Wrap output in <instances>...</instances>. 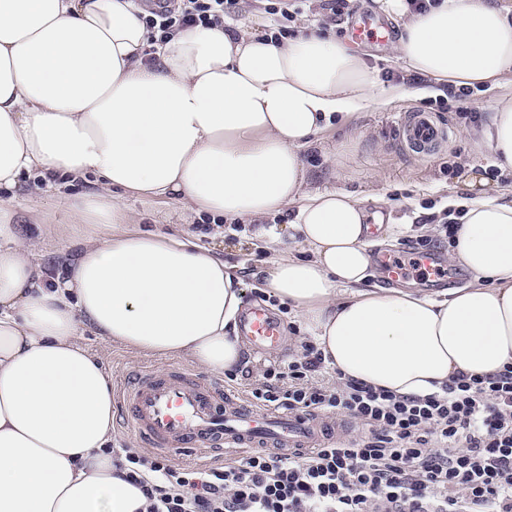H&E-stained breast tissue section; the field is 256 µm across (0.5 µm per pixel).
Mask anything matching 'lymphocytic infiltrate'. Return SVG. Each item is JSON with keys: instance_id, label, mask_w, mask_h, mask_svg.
<instances>
[{"instance_id": "1", "label": "lymphocytic infiltrate", "mask_w": 512, "mask_h": 512, "mask_svg": "<svg viewBox=\"0 0 512 512\" xmlns=\"http://www.w3.org/2000/svg\"><path fill=\"white\" fill-rule=\"evenodd\" d=\"M240 0H142L153 41L218 27ZM314 342L286 370L267 368L251 391L265 406L352 419L346 442L235 464L181 467L141 448L115 465L141 488L144 512H512V364L494 376L460 374L440 391L403 396L354 379L326 386Z\"/></svg>"}]
</instances>
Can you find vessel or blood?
Listing matches in <instances>:
<instances>
[{
	"instance_id": "vessel-or-blood-1",
	"label": "vessel or blood",
	"mask_w": 512,
	"mask_h": 512,
	"mask_svg": "<svg viewBox=\"0 0 512 512\" xmlns=\"http://www.w3.org/2000/svg\"><path fill=\"white\" fill-rule=\"evenodd\" d=\"M353 43L366 41L385 47L395 38L391 24L380 14L365 12L351 19ZM397 135L408 147L427 152L446 139L448 131L429 113H405ZM381 283L394 286L409 280L437 288L451 281L444 258L432 250L374 256ZM240 331L256 354L278 352L284 341L281 325L261 306H248ZM120 422L151 451L168 455L210 450L237 452L245 448L304 451L323 444L329 422L321 414L249 406L222 382L200 377L185 366L163 371L142 370L116 382L112 390Z\"/></svg>"
}]
</instances>
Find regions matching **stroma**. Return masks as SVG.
Wrapping results in <instances>:
<instances>
[{"instance_id": "35a3bbf8", "label": "stroma", "mask_w": 512, "mask_h": 512, "mask_svg": "<svg viewBox=\"0 0 512 512\" xmlns=\"http://www.w3.org/2000/svg\"><path fill=\"white\" fill-rule=\"evenodd\" d=\"M376 11L389 15L394 26H401L398 15L390 14L385 0H350L348 13L336 20H327L319 8L307 9L291 22V30L301 32L314 28H332L337 36L347 34V26L352 16ZM489 97L485 94H472L465 101L448 100L446 109L428 100L402 98L384 111L369 110L352 115L340 126H332L309 148L303 157L307 167L311 187L321 190L345 189L360 196H368L377 189H384L393 203L391 217L392 230L386 231V250L399 253L408 247L435 249L447 252L449 247L445 232L418 234V227L434 222L444 223L450 214L449 198H469L475 190L469 184L467 169L461 159L472 154L477 173L487 179L492 190H500L512 184V178L495 173L496 159L489 149L469 152L462 131L474 125L481 112L487 111ZM419 109L435 113L447 126L449 138L437 151L419 154L402 146L396 136L397 124L403 113ZM337 155L344 164L342 173H335L328 163V155ZM95 187L94 177L74 185H54L44 187L37 195H28L26 190H18L21 203L19 222L25 233L43 242L44 263L50 273H58L64 268L65 258L58 253L56 244L47 238L50 229H62L70 223L72 207L79 204L84 193ZM127 207L141 215V226L148 231L190 232L198 244L213 248L223 256L225 262L236 266L242 278L245 292L244 305H265L285 329V342L275 355L251 362V375L237 376L225 381L224 386L242 396H249L256 379H259L268 365H287L289 357L295 355L307 333L299 318L290 307L281 305L274 298L257 288L260 273L265 265L276 258V251L260 248L254 236L255 223L238 222L215 225L203 220L186 222L177 205L169 200L143 201L131 196L126 200ZM83 343L101 359L111 381H118L126 371L133 368L162 370L173 359L169 356L143 354L118 343H106L93 334H85Z\"/></svg>"}]
</instances>
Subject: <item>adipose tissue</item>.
Returning a JSON list of instances; mask_svg holds the SVG:
<instances>
[{"mask_svg":"<svg viewBox=\"0 0 512 512\" xmlns=\"http://www.w3.org/2000/svg\"><path fill=\"white\" fill-rule=\"evenodd\" d=\"M392 48L424 88L383 85L330 32L282 39L187 27L147 52L138 0H0V188L92 174L64 234L68 278L50 279L18 206L0 198V512H141L112 440L110 379L85 333L221 374L241 360L242 281L189 233L143 231L126 195L194 215H289L299 254L262 272L327 365L398 395L512 362V202H460L448 253L473 280L448 298L362 287L369 213L345 190L310 189L302 157L331 122L429 95L430 84L501 94L466 141L512 172V10L440 0L410 13Z\"/></svg>","mask_w":512,"mask_h":512,"instance_id":"adipose-tissue-1","label":"adipose tissue"}]
</instances>
